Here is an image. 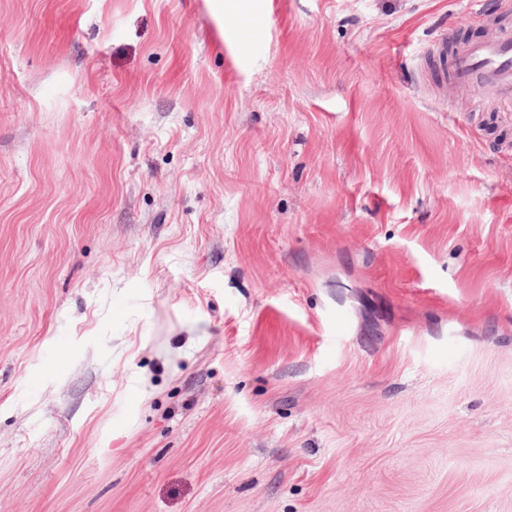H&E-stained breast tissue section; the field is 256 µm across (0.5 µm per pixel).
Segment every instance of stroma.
Returning a JSON list of instances; mask_svg holds the SVG:
<instances>
[{"label":"stroma","mask_w":512,"mask_h":512,"mask_svg":"<svg viewBox=\"0 0 512 512\" xmlns=\"http://www.w3.org/2000/svg\"><path fill=\"white\" fill-rule=\"evenodd\" d=\"M512 0H0V512H512ZM456 78L477 79L482 89L512 99V36L466 45L456 53Z\"/></svg>","instance_id":"1"}]
</instances>
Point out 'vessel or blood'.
<instances>
[{
  "label": "vessel or blood",
  "mask_w": 512,
  "mask_h": 512,
  "mask_svg": "<svg viewBox=\"0 0 512 512\" xmlns=\"http://www.w3.org/2000/svg\"><path fill=\"white\" fill-rule=\"evenodd\" d=\"M455 74L458 80H478L480 88L512 99V35L459 48Z\"/></svg>",
  "instance_id": "vessel-or-blood-1"
}]
</instances>
